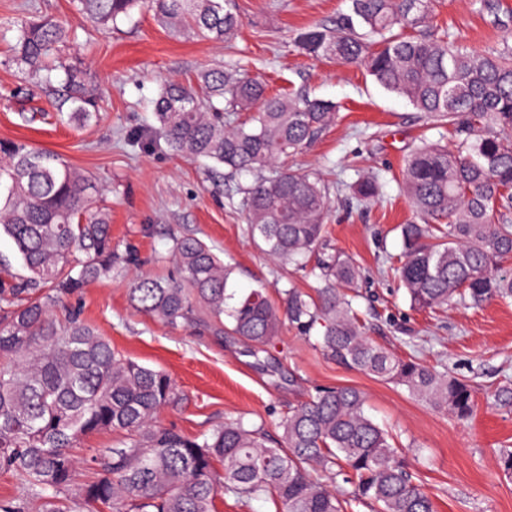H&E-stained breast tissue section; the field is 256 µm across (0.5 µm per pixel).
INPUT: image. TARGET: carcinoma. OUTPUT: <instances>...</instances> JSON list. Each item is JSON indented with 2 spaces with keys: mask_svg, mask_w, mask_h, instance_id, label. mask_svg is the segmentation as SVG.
Listing matches in <instances>:
<instances>
[{
  "mask_svg": "<svg viewBox=\"0 0 512 512\" xmlns=\"http://www.w3.org/2000/svg\"><path fill=\"white\" fill-rule=\"evenodd\" d=\"M95 23L116 26L139 7L175 34L226 41L239 16L224 0H75ZM434 10V0H351L335 26H315L302 49L365 67L375 82L404 98L433 123L454 129L453 147L424 141L407 157L402 186L420 223L399 225V277L417 310L451 303L512 299V47L477 52L443 34L407 33ZM69 38L60 21L38 16L11 45L33 79H60V120L83 126L101 97L77 68L59 58ZM250 112L245 122L235 115ZM158 136L181 156L227 169L225 176L266 168L237 188L249 232L270 258L305 268L316 258L318 285L293 283L278 307L262 287L230 290L235 268L215 247L185 234L173 238L178 275L142 276L129 288L139 312L168 324L208 325L266 350L282 319L314 339L328 359L405 387L433 410L459 421L474 412L468 382L371 341L352 288L356 261L325 252L331 187L318 173L287 166L288 158L336 120L333 103L303 93L269 96L256 80L223 68L194 84L165 82L155 100ZM364 203L380 196L375 174L348 185ZM105 192L51 151L0 142V233L15 243L28 275H0V476L22 490L0 499V512H218L217 499L262 500L274 512H434L431 498L407 471L392 435L366 413L353 387L321 389L290 408L282 440L242 418L187 436L162 426L160 411L183 395L163 370L115 350L97 330L55 308L90 280L135 263L112 246L111 215L92 206ZM124 436L83 458L89 479L75 480L74 454L85 438Z\"/></svg>",
  "mask_w": 512,
  "mask_h": 512,
  "instance_id": "carcinoma-1",
  "label": "carcinoma"
}]
</instances>
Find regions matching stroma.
<instances>
[{"instance_id":"obj_1","label":"stroma","mask_w":512,"mask_h":512,"mask_svg":"<svg viewBox=\"0 0 512 512\" xmlns=\"http://www.w3.org/2000/svg\"><path fill=\"white\" fill-rule=\"evenodd\" d=\"M349 0H231L242 20L229 42L172 36L151 12L134 14L115 29H98L72 0H0V29L48 14L75 35L64 52L103 95L96 119L74 128L56 119L54 87L36 85L11 61L0 40V140L58 154L109 190L112 242L134 250L137 264L88 283L70 303L113 347L141 364L168 372L184 395L161 410L160 420L197 435L243 418L279 438L289 407L316 389L353 387L366 409L394 440L436 512H512V477L497 466L500 449H512V406L494 399L512 385V300L429 312L411 307L385 258L401 251L398 227L416 214L404 196L401 167L421 139H437L412 105L380 87L364 67L307 54L297 44L304 30L333 25ZM448 30L470 49L512 45V0H436L422 26ZM244 69L270 93L303 91L334 103L336 121L301 154L297 167L344 183L375 172L380 199L357 205L346 192L332 196L327 249L353 257L362 274L357 303L375 343L406 357L417 355L438 369L470 381L476 411L459 422L414 399L401 386L324 358L291 327L265 352L252 354L230 336L201 325L171 326L138 313L128 289L140 274L174 270L172 238L193 234L215 246L235 266L232 288L244 293L266 285L270 298L294 283L305 291L314 277L269 259L251 237L235 182L202 164L174 155L154 130L152 101L171 78L194 80L214 66Z\"/></svg>"}]
</instances>
